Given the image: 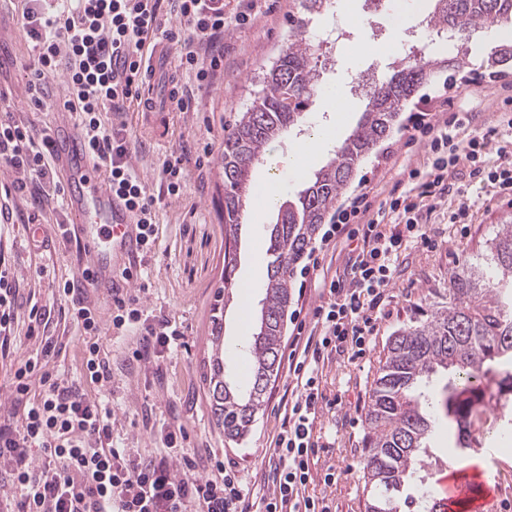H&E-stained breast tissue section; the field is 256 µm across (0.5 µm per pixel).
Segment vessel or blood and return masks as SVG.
<instances>
[{
  "label": "vessel or blood",
  "instance_id": "vessel-or-blood-1",
  "mask_svg": "<svg viewBox=\"0 0 512 512\" xmlns=\"http://www.w3.org/2000/svg\"><path fill=\"white\" fill-rule=\"evenodd\" d=\"M51 138L66 190L64 222L75 228L83 265L90 273L84 286L90 292L123 287V269L139 256L135 219L107 189L101 171L86 158L74 122L63 120ZM430 494L436 512H485L488 478L480 470H457L437 477Z\"/></svg>",
  "mask_w": 512,
  "mask_h": 512
}]
</instances>
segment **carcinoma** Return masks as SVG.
Wrapping results in <instances>:
<instances>
[{
	"label": "carcinoma",
	"instance_id": "cac0c4a2",
	"mask_svg": "<svg viewBox=\"0 0 512 512\" xmlns=\"http://www.w3.org/2000/svg\"><path fill=\"white\" fill-rule=\"evenodd\" d=\"M332 0H298L291 15L287 48L263 74V95L234 120L224 133V301L234 288L241 215L250 194V176L264 147L303 123L319 92V71L312 65L318 44L307 39L309 17L323 14ZM512 22V0H435L427 27L455 41ZM512 60V40L487 60L489 74ZM458 60L424 62L406 56L393 73L372 82L367 109L334 157L288 202L280 222L269 232L271 260L261 312L251 345V364L245 391L224 381L223 339L213 337L209 388L216 424L230 441L243 440L278 375L282 338L292 303L291 274L311 250L336 201L352 181L359 165L387 138L417 90L437 80ZM506 367L496 392L483 380L492 366ZM512 224H502L476 256L448 276V297L430 316L396 332L379 360L377 377L365 413L367 452L365 485L374 489L364 500L365 512H398L400 504L430 512L425 496L429 473L424 461L432 457L429 440L441 424L456 429L460 452L480 442L493 405L503 437L512 435V418L503 400L512 394ZM449 373L439 390L429 379Z\"/></svg>",
	"mask_w": 512,
	"mask_h": 512
}]
</instances>
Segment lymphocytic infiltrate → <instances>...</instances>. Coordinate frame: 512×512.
Listing matches in <instances>:
<instances>
[{"mask_svg":"<svg viewBox=\"0 0 512 512\" xmlns=\"http://www.w3.org/2000/svg\"><path fill=\"white\" fill-rule=\"evenodd\" d=\"M20 25L31 43L26 94L39 109L48 107L47 83L62 76V109L77 122L88 154L104 173L113 195L121 198L142 227L141 249L155 243L157 206L162 198L182 196L187 163L203 167L210 146L172 152L159 170V188L150 191L132 161L133 139L123 115L139 97L145 54L158 38L175 47L180 67L198 83L211 84L224 73V0H24ZM469 115L418 121L417 140L434 159L428 170L406 169L402 197L373 202L355 196L323 243L353 242L349 267L331 281L326 296L311 310L313 331L293 342L288 373L295 380L284 397L281 430L268 460L271 497L259 512H331L325 498L308 494L315 481L332 484L335 473H318L319 441L314 422L325 400L319 370L335 354L359 358L375 329L373 313L394 278L393 257L404 238L421 234L416 218L385 231V219L405 197L438 199L455 194L450 170L466 166L473 178L494 181L512 196V169L489 170L482 163L491 133H470ZM0 166L14 179L0 187V224L13 223V193L29 194L30 221L44 212L65 210V190L50 150L49 128L38 129L13 115L0 118ZM58 293L69 301L70 316L81 329L78 378H60L55 344L44 338L35 355L11 360L17 335L20 281L0 251V357L9 362L11 405L0 423V512H245V496L235 470L215 464L210 476L196 474L194 454L184 435L168 431L156 456L144 458L112 442V360L100 339L103 324L135 336V360L156 363L179 347L180 332L163 316H149L141 294L113 295L110 318L102 320L95 302L78 280H65ZM97 386L89 394L88 386ZM41 462H34L33 450Z\"/></svg>","mask_w":512,"mask_h":512,"instance_id":"lymphocytic-infiltrate-1","label":"lymphocytic infiltrate"}]
</instances>
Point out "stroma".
I'll return each mask as SVG.
<instances>
[{"label": "stroma", "instance_id": "stroma-1", "mask_svg": "<svg viewBox=\"0 0 512 512\" xmlns=\"http://www.w3.org/2000/svg\"><path fill=\"white\" fill-rule=\"evenodd\" d=\"M410 0H334L324 15L315 17L309 30L322 40L317 69L320 92L314 99L300 129L284 133L267 145L251 173V187L238 242V264L233 297L223 312L221 326H214L217 294L224 284V178L220 153L224 131L240 112L258 98L264 73L288 44L289 18L293 0H258L254 16L245 24L231 27L224 35V73L211 86L198 88L179 66L177 58L158 63L153 77L157 107L142 112L130 105L125 120L135 142L133 162L146 180H153L165 158L173 151L194 149L209 142L213 154L203 168H190L180 198L162 201L158 211L157 240L145 260L149 290L145 304L167 316L184 333V345L177 354L159 365L136 361L132 352L135 339L119 336L103 327L104 349L112 359V406L116 422L112 438L118 446L143 455L155 452L160 429L183 428L185 445L195 451L200 474H208L214 459H222L237 470L247 502L269 496L271 485L264 481V470L274 448L283 418L281 398L288 386V370L280 368L271 383L266 402L256 417L250 435L242 442L226 440L215 423L206 377L212 354L214 331H221L227 381H243L240 358L250 355L256 317L265 296L269 229L275 224L276 209H265L259 193L261 182L271 176L287 177L282 199H296L316 171L333 157L341 140L336 137V100L349 106L345 132H352L368 104L366 92L372 81L392 72V64L416 52L424 59H442L448 52L434 42V35L413 17L402 36H395L391 18L406 9ZM18 0H0V92L14 115L37 127L54 126L60 112L35 109L28 101L26 63L29 43L18 21ZM512 38V27L501 26L474 34L463 45L461 70L452 72L450 86L442 83L419 89L401 114V126L379 144L376 151L357 169L344 193L352 198L367 190L387 197L398 188L406 166L427 167L431 159L420 145L409 142L415 120L422 114L449 116L470 113V128L483 133L496 128L495 148L488 155L493 166H512V64L493 78L485 75V62L502 41ZM178 95L192 94L197 109L179 111L165 97L168 88ZM331 132L332 138L320 157L304 162L302 168L289 165L296 145L314 130ZM461 195L445 198L436 209L419 205L416 217L426 239L404 240L394 262V280L385 306L377 313L376 329L364 357L347 360L332 355L326 361L321 388L327 396L342 395L339 409H322L315 422V433L327 449L321 452L317 471L328 467L341 470L334 484H316V495L325 497L332 512H363L365 467L364 405L376 376L379 360L390 337L431 310L448 291L449 273L464 259L476 254L499 225L512 223V201L500 196L487 182L470 180L466 168L451 176ZM469 206L465 223L452 222L459 202ZM11 256L24 278L25 304L20 315H27L28 301L54 309L51 334L58 338L56 365L67 379L81 370L82 337L56 294L61 279L78 273L77 256L64 259L38 254L24 234L23 225L11 233ZM350 248L339 240L326 249L317 275L294 273L290 317L282 339V354H289L297 334L295 317L319 302L321 278L342 274ZM46 275H39L40 267ZM491 454L479 460L477 454L461 455L453 450L447 432L435 433L432 446L445 461L465 469L481 461L489 474L495 500L494 512H512V443L504 444L495 434L485 437Z\"/></svg>", "mask_w": 512, "mask_h": 512}]
</instances>
